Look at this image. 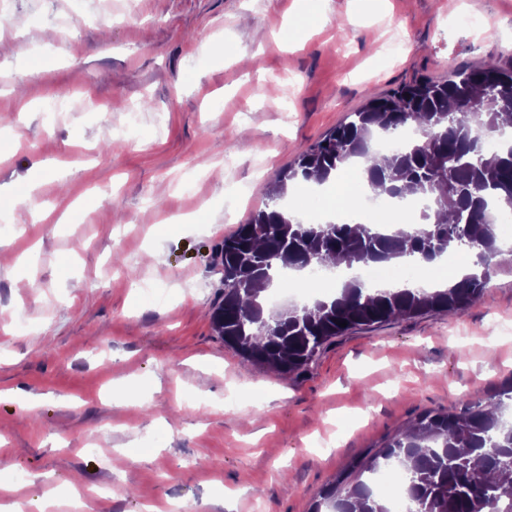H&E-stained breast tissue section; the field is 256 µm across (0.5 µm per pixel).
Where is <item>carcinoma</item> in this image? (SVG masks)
Wrapping results in <instances>:
<instances>
[{"label": "carcinoma", "mask_w": 512, "mask_h": 512, "mask_svg": "<svg viewBox=\"0 0 512 512\" xmlns=\"http://www.w3.org/2000/svg\"><path fill=\"white\" fill-rule=\"evenodd\" d=\"M512 127V65L489 59L457 69L448 79L404 84L368 99L323 141L301 152L266 187L264 208L252 213L217 250L222 285L214 330L240 356L288 378L304 371L338 336L363 326L410 320L428 313L457 315L482 296L494 267L512 263L492 213L512 206V145L490 152L485 139ZM414 136L379 157L378 134ZM364 161L371 184L386 197L422 203L404 218L383 217L384 233L349 217L310 223L284 202L291 186ZM476 253L477 271L452 287L377 290L359 279L340 282L330 297L269 311L267 292L282 268L362 266L414 256L430 263L451 253ZM347 322L344 327L341 322ZM512 377L486 398L457 412L430 410L381 448L351 465L326 488L311 512H388L371 487L384 468L406 481L411 512H512V424L503 400Z\"/></svg>", "instance_id": "obj_1"}]
</instances>
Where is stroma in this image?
<instances>
[{
	"mask_svg": "<svg viewBox=\"0 0 512 512\" xmlns=\"http://www.w3.org/2000/svg\"><path fill=\"white\" fill-rule=\"evenodd\" d=\"M312 7L319 34L294 0H10L0 15V43L21 48L0 64V184L16 189L0 202V484L18 498L310 512L420 413L512 375L510 264L464 313L337 337L288 380L215 333V249L277 173L369 96L512 60V0H458L481 31L443 0Z\"/></svg>",
	"mask_w": 512,
	"mask_h": 512,
	"instance_id": "35a3bbf8",
	"label": "stroma"
}]
</instances>
